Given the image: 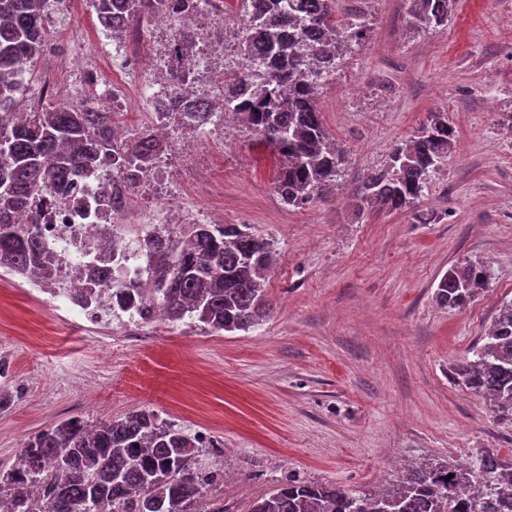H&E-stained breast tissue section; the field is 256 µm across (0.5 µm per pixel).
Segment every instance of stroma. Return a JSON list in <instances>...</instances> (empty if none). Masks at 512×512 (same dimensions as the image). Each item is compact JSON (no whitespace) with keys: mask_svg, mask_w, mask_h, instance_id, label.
Instances as JSON below:
<instances>
[{"mask_svg":"<svg viewBox=\"0 0 512 512\" xmlns=\"http://www.w3.org/2000/svg\"><path fill=\"white\" fill-rule=\"evenodd\" d=\"M334 7L367 22L317 98L345 155L334 191L284 205L276 157L230 116L233 136L193 154L169 137L170 201L223 212L271 240L270 317L220 336L154 324L108 361L99 340L122 343L120 327L91 332L30 301L25 279L0 284V364L12 394L0 411V463L69 417L149 409L200 438L195 461L216 475L209 498L248 512L291 474L382 488L409 464H455L476 448L512 454V426L450 377L512 299V0H455L439 27L410 22L404 0ZM54 28L71 53L111 62L90 0ZM439 110L457 137L415 210L357 209L366 176ZM417 210L432 223H418ZM468 261L488 265L487 287L464 309L438 306L441 276Z\"/></svg>","mask_w":512,"mask_h":512,"instance_id":"obj_1","label":"stroma"}]
</instances>
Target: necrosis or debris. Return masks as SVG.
Wrapping results in <instances>:
<instances>
[{"instance_id":"necrosis-or-debris-1","label":"necrosis or debris","mask_w":512,"mask_h":512,"mask_svg":"<svg viewBox=\"0 0 512 512\" xmlns=\"http://www.w3.org/2000/svg\"><path fill=\"white\" fill-rule=\"evenodd\" d=\"M174 23L165 14L154 20L151 57L131 62L142 73L132 90L153 107L168 101L170 96V85L152 78L151 72L168 58ZM178 23L189 27L194 36L192 48L186 49L181 61L180 87L192 93L204 89L223 92L222 47L236 43L239 32L225 31L222 12L197 7L194 0H188ZM45 53L69 65L71 85L103 83L108 89L107 106L125 102L131 89L124 81L105 79L100 64L86 58L72 60L60 43L47 44ZM112 175V167L105 164L76 175L69 187L34 199L28 209L17 214L15 222L31 228L52 258L53 282L47 285L31 280L30 293L34 298L90 325L116 322L139 331L147 323L161 319L162 310L151 309L148 318H139L132 307L120 303L118 296L102 291V281L108 272L117 270L123 276L124 287H144L148 265L135 249L138 240L159 227H182L189 217L185 212L165 206L113 210L109 191Z\"/></svg>"}]
</instances>
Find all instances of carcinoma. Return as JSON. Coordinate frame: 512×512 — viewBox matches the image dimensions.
<instances>
[{
  "label": "carcinoma",
  "instance_id": "carcinoma-1",
  "mask_svg": "<svg viewBox=\"0 0 512 512\" xmlns=\"http://www.w3.org/2000/svg\"><path fill=\"white\" fill-rule=\"evenodd\" d=\"M164 0H91L99 25L146 24ZM258 13L241 0L235 20L246 34L224 66V99L238 109L253 139L277 156L274 188L282 201L301 207L329 193L343 164L316 104L319 83L312 59L336 71L342 48L358 43L366 22L340 18L334 0H267ZM451 0H408L412 19L436 27L448 21ZM49 0H0V267L21 276L52 277L39 237L15 223L35 196L63 188L80 171L114 156L112 209L127 202L140 173L162 153L145 127L119 141L115 113L93 103L60 101L21 110L17 75L33 71L45 43ZM189 126L214 113L204 99L169 102ZM455 128L432 115L419 136L396 146L385 170L369 174L356 207L392 211L416 205L431 177L448 161ZM153 267L151 285L138 297L159 306L165 321L189 319L211 333L246 331L269 317L266 278L272 243L247 224H189L177 232L156 229L143 239ZM480 262L454 264L440 278L438 304L460 310L486 288ZM453 381L494 405L496 420L512 424V299L501 302L488 332L454 366ZM196 440L144 410L96 424L66 419L32 436L12 465L0 467V512H198L212 472L195 466ZM454 477H449V474ZM512 499V457L478 448L465 464L436 463L408 469L380 491L315 484L290 476L253 503L249 512H489Z\"/></svg>",
  "mask_w": 512,
  "mask_h": 512
}]
</instances>
